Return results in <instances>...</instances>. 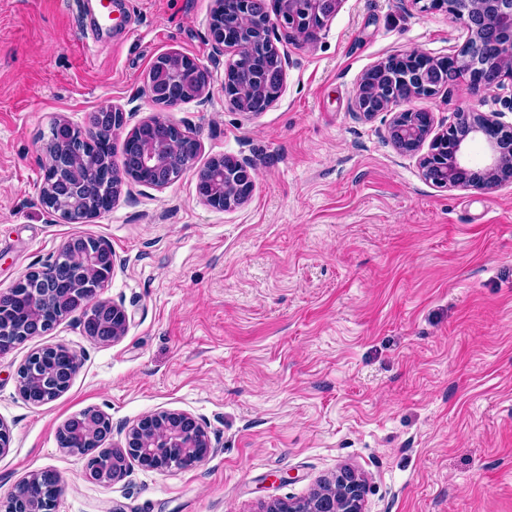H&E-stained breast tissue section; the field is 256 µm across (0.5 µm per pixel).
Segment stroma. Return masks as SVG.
Listing matches in <instances>:
<instances>
[{
  "label": "stroma",
  "mask_w": 512,
  "mask_h": 512,
  "mask_svg": "<svg viewBox=\"0 0 512 512\" xmlns=\"http://www.w3.org/2000/svg\"><path fill=\"white\" fill-rule=\"evenodd\" d=\"M76 4L0 0V292L67 239L101 238L119 259L102 296L130 324L100 342L71 316L0 356V501L52 470L65 486L56 512H259L349 467L366 481L365 512H512V181L436 187L388 141L391 113L350 109L368 68L447 55L457 25L410 0H342L317 40L279 42L283 88L252 115L224 97L208 41L216 0H126L106 44L83 35ZM169 51L208 73L205 99L165 113L198 140L195 159L164 189L127 179L109 212L55 221L40 201L53 124L82 130L119 105L138 126L157 111L147 73ZM410 106L512 124L496 92L463 85ZM224 155L255 166L250 198L229 211L197 193L198 171ZM45 345L81 368L36 405L16 372ZM88 408L112 421L105 447L175 410L212 450L193 467L89 481L85 456L57 439Z\"/></svg>",
  "instance_id": "stroma-1"
}]
</instances>
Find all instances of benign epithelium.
Wrapping results in <instances>:
<instances>
[{
	"instance_id": "benign-epithelium-1",
	"label": "benign epithelium",
	"mask_w": 512,
	"mask_h": 512,
	"mask_svg": "<svg viewBox=\"0 0 512 512\" xmlns=\"http://www.w3.org/2000/svg\"><path fill=\"white\" fill-rule=\"evenodd\" d=\"M342 0H300L298 11L285 10L295 0H273L274 8L266 0H252L262 8L263 20L251 23L241 21L238 40H230L222 30L212 26L209 40L214 52L228 50L236 59L224 70V94L230 104L242 111L252 112L246 102L234 93L233 78L242 68L258 72L264 95V108H269L279 96L285 78L289 57L280 53L275 40L283 31L285 40L306 43L315 40L328 21L336 14ZM413 0L421 10H443L459 24L464 35L460 47L452 53L435 57L425 52L412 51L394 54L372 66L361 77L352 101V111L365 118L379 112H395L388 128L391 144L405 154H417L425 141L429 150L420 157L424 178L441 188L488 189L512 180V124L502 121L501 112H480L469 108L456 113L455 122L441 125L434 132V113L402 108L414 98L431 97L449 90L460 82L475 93L502 90L512 85V0ZM164 57L185 65L181 76L167 80L149 71L144 92L148 99L161 109L175 108L187 101L201 97L207 87L204 69L193 59L177 52ZM125 113L118 106L104 107L89 118L88 127L81 133L89 145L112 140V134L123 128ZM72 125L60 120L55 125L54 140L46 149V171L79 175L95 158L79 151L72 144ZM481 142L489 158L480 167L467 160L471 144ZM167 140H159L157 148H147L130 160L125 168L111 170L108 177L121 184L126 177L124 169L133 166L153 170L149 186L164 189L175 178L171 166L162 157ZM233 172L229 174L231 188L224 187V174L215 171L217 161H212L197 172V184L208 185L212 191L199 195L207 205L228 210L240 205L251 196L254 185V167L249 159L226 155ZM40 201L48 213L65 223H81L103 214L93 210L85 200L76 195L74 187L60 180L57 199L40 192ZM116 256L104 240L90 243L82 237L66 240L51 263L27 272L20 282L35 281L41 285V298L53 302L66 317L79 315L84 332L102 342H117L125 335L129 315L125 307L115 301L100 297L115 267ZM54 324L46 323L33 315L21 330L13 331L14 339L1 337L0 355L26 340L49 333ZM81 365L78 355L69 352L67 365L54 372H45L40 356L23 363L17 370V382L22 395L34 404L53 394L66 392ZM112 431L110 418L96 410L87 409L76 420H67L59 435L74 436L67 449L85 453L84 439L105 437ZM211 444L204 428L190 414L163 410L144 416L125 437V444L106 448L104 454L88 455L85 478L98 483L112 484L124 479L132 463L145 469L167 471L184 469L189 461L201 463L210 452ZM25 483H20L4 504V512H55L57 499L45 504L24 495ZM365 483L352 470L343 469L333 479L304 499L277 498L263 512H364Z\"/></svg>"
}]
</instances>
